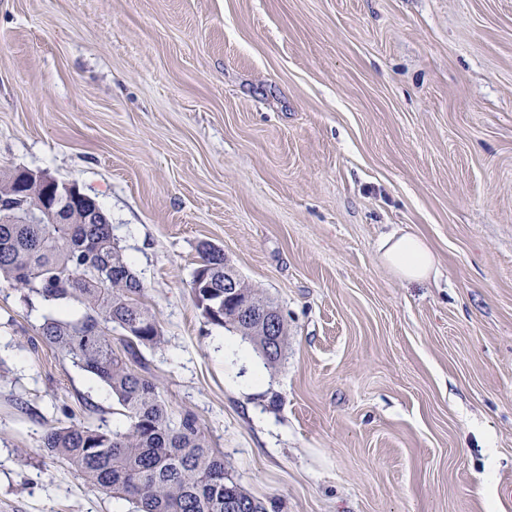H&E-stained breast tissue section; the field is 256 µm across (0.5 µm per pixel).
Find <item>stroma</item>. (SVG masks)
<instances>
[{
	"label": "stroma",
	"mask_w": 512,
	"mask_h": 512,
	"mask_svg": "<svg viewBox=\"0 0 512 512\" xmlns=\"http://www.w3.org/2000/svg\"><path fill=\"white\" fill-rule=\"evenodd\" d=\"M1 169L100 204L168 408L271 512H512V0H0ZM204 243L277 365L197 308ZM47 313L0 282V512H128L42 448L123 422ZM380 249L385 263L402 279L426 280L435 271V255L418 236L390 235L382 242Z\"/></svg>",
	"instance_id": "1"
}]
</instances>
